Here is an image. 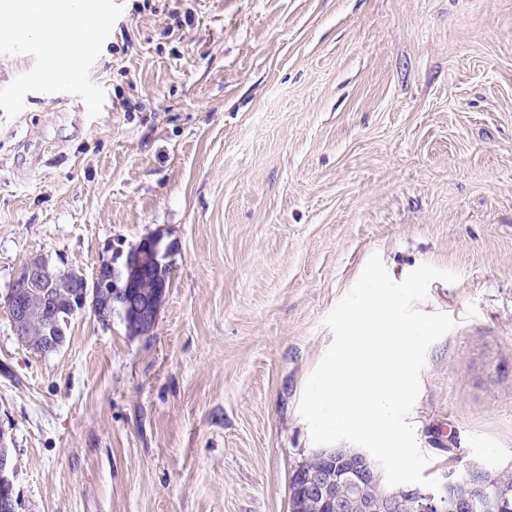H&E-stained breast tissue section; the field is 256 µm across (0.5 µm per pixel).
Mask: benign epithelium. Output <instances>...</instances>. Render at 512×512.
Segmentation results:
<instances>
[{
  "mask_svg": "<svg viewBox=\"0 0 512 512\" xmlns=\"http://www.w3.org/2000/svg\"><path fill=\"white\" fill-rule=\"evenodd\" d=\"M131 258L138 262L142 273L151 274V268L161 266V240L146 237L137 242L129 251ZM46 273L44 259L33 257L19 268L6 296L15 335L22 341L29 336L31 309L25 295L29 288L41 281ZM112 281V311L122 320H138L147 326H155L160 305L170 288V280L154 277L153 288L142 291L132 287L123 279L121 272L109 260L103 258L96 265L92 280L100 284L103 280ZM68 329L62 327L57 334L46 337L41 348L43 352H55L66 342ZM320 455L334 459L342 466L338 468H304L302 483L292 492L291 510L337 508L340 512H388L394 504L406 495L414 496L412 506L415 512H495L499 503L491 494L492 482L488 480L482 464L473 462L468 472L470 487L457 492L456 471L444 473L439 490L428 488L413 491L404 487L380 485L384 479L379 463L362 450L323 448ZM17 471L15 457L5 442L0 440V512H14L18 496L14 485ZM346 487L350 493L341 496L337 489Z\"/></svg>",
  "mask_w": 512,
  "mask_h": 512,
  "instance_id": "benign-epithelium-1",
  "label": "benign epithelium"
}]
</instances>
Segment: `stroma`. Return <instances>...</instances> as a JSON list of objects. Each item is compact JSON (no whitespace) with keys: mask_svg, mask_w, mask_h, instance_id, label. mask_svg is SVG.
I'll use <instances>...</instances> for the list:
<instances>
[{"mask_svg":"<svg viewBox=\"0 0 512 512\" xmlns=\"http://www.w3.org/2000/svg\"><path fill=\"white\" fill-rule=\"evenodd\" d=\"M67 93L0 111V428L18 512H289L314 445L298 412L322 321L372 254L422 263L411 413L424 474L512 463V0H122ZM156 236L154 329L77 313L15 336L5 296L42 256L92 274Z\"/></svg>","mask_w":512,"mask_h":512,"instance_id":"stroma-1","label":"stroma"}]
</instances>
